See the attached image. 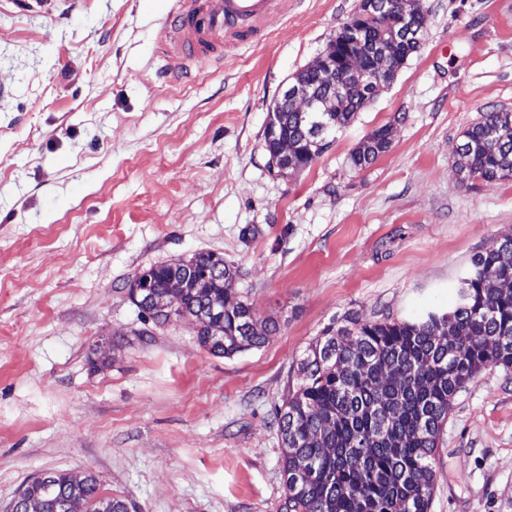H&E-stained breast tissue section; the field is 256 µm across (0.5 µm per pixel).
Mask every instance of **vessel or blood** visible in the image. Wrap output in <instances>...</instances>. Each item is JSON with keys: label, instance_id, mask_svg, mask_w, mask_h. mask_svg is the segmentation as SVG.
<instances>
[{"label": "vessel or blood", "instance_id": "obj_1", "mask_svg": "<svg viewBox=\"0 0 512 512\" xmlns=\"http://www.w3.org/2000/svg\"><path fill=\"white\" fill-rule=\"evenodd\" d=\"M164 25L166 52L177 58L175 75L223 64L224 51L261 40L295 0H172Z\"/></svg>", "mask_w": 512, "mask_h": 512}]
</instances>
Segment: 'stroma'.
<instances>
[{
  "label": "stroma",
  "mask_w": 512,
  "mask_h": 512,
  "mask_svg": "<svg viewBox=\"0 0 512 512\" xmlns=\"http://www.w3.org/2000/svg\"><path fill=\"white\" fill-rule=\"evenodd\" d=\"M358 0H298L259 43L172 82L167 0H0V512L31 476L95 474L137 512H276L275 413L345 313L449 307L512 234V180L463 179L456 147L512 111V0H422L421 50L309 168L268 165L283 87ZM369 167L350 152L383 125ZM223 255L278 332L224 358L193 320L143 319L142 268ZM430 512H512V374L453 403Z\"/></svg>",
  "instance_id": "stroma-1"
}]
</instances>
